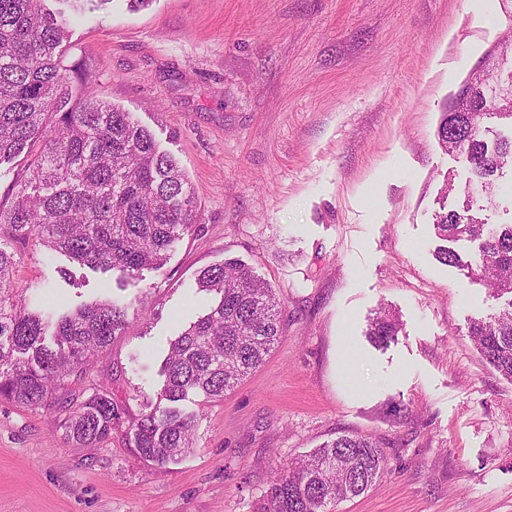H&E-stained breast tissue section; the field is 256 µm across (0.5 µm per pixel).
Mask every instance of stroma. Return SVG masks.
<instances>
[{"label": "stroma", "instance_id": "obj_1", "mask_svg": "<svg viewBox=\"0 0 512 512\" xmlns=\"http://www.w3.org/2000/svg\"><path fill=\"white\" fill-rule=\"evenodd\" d=\"M45 5L68 21L66 59L179 159L200 219L134 279L24 250L15 280L30 306L134 301L94 367L133 415L162 386L169 340L213 303L201 268L252 267L283 327L222 401L179 402L196 447L163 467L118 437L73 447L57 413L0 402V512H249L276 460L343 434L375 437L387 465L335 512H512V380L468 333L496 302L437 260L434 235L469 177L438 143L440 110L512 29L500 0ZM384 306L402 329L379 348L366 332Z\"/></svg>", "mask_w": 512, "mask_h": 512}]
</instances>
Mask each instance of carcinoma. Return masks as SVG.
Wrapping results in <instances>:
<instances>
[{
	"label": "carcinoma",
	"instance_id": "1",
	"mask_svg": "<svg viewBox=\"0 0 512 512\" xmlns=\"http://www.w3.org/2000/svg\"><path fill=\"white\" fill-rule=\"evenodd\" d=\"M44 0H0V163L25 154L30 163L9 207L0 205V400L62 415L67 442L95 448L120 436L139 457L161 467L195 447V419L159 406L130 417L107 384L92 382L73 395V381L128 329L129 307L105 298L52 321L28 306L13 281L16 246L60 252L104 273L135 277L164 264L197 230L192 184L177 158L151 131L96 92L81 63H65L67 20ZM496 75L468 86V100L441 109L436 135L443 149L466 160L462 209L441 208L436 258L489 287L503 307L470 320L469 333L490 366L512 379V222L487 224L471 214L476 192L486 194L512 170V136L486 120L512 123V56L503 52ZM476 244L468 259L453 248ZM197 283L214 295L209 312L169 342L159 400L198 398L199 410L257 368L278 342L282 322L274 289L237 262L200 270ZM401 324L383 310L367 336L395 340ZM386 466L379 442L341 435L312 454L279 460L251 512H330L358 497Z\"/></svg>",
	"mask_w": 512,
	"mask_h": 512
}]
</instances>
